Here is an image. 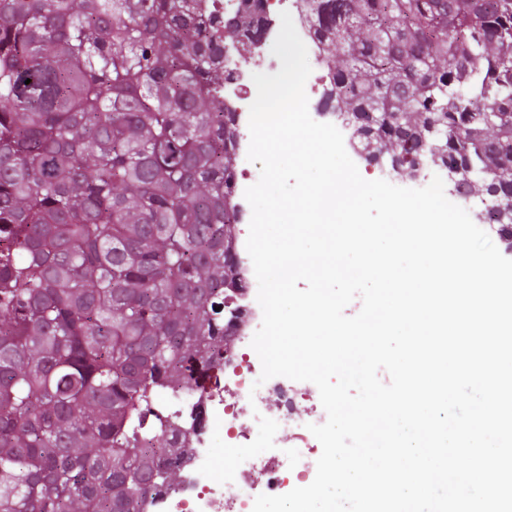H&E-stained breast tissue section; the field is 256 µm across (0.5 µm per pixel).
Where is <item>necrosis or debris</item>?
Wrapping results in <instances>:
<instances>
[{
    "mask_svg": "<svg viewBox=\"0 0 512 512\" xmlns=\"http://www.w3.org/2000/svg\"><path fill=\"white\" fill-rule=\"evenodd\" d=\"M284 11L290 13L307 48L309 64L317 72L309 83L308 97L323 98L330 87L328 75L319 70L321 47L300 13L298 0H266L268 26L256 46L246 49L233 40L225 43L224 102L234 118L240 159L230 204L239 210L242 223L234 242L238 285L229 289L225 299V311L232 320L230 344L203 393L163 398L170 422L185 433L178 445L190 449L191 454L181 461L182 485L147 500L145 512H252L258 493L281 495L286 489L308 486L316 472L315 459L322 451L309 430L310 425L323 424L327 419L317 389L312 383L284 377L261 381V362L251 346L262 323L257 291L252 287L256 276L246 250V225L252 211L244 191L256 182L247 158L249 108L257 96L252 76L280 68L272 46ZM219 425L224 428V450L220 453L213 446ZM219 454L224 457L220 469L214 464ZM259 465L265 468L266 481L258 491L247 487L243 479L248 469Z\"/></svg>",
    "mask_w": 512,
    "mask_h": 512,
    "instance_id": "4bbe7bcc",
    "label": "necrosis or debris"
}]
</instances>
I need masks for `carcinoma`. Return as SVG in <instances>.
I'll use <instances>...</instances> for the list:
<instances>
[{"instance_id": "1", "label": "carcinoma", "mask_w": 512, "mask_h": 512, "mask_svg": "<svg viewBox=\"0 0 512 512\" xmlns=\"http://www.w3.org/2000/svg\"><path fill=\"white\" fill-rule=\"evenodd\" d=\"M261 7L0 0V512H144L182 484L155 398L220 356L224 40L258 44ZM301 7L358 153L459 168L512 226V0Z\"/></svg>"}]
</instances>
